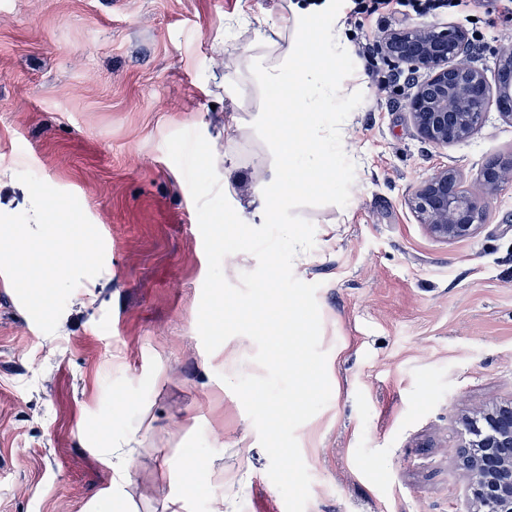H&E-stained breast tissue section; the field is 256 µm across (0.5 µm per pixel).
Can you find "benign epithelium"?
<instances>
[{
    "label": "benign epithelium",
    "instance_id": "obj_1",
    "mask_svg": "<svg viewBox=\"0 0 512 512\" xmlns=\"http://www.w3.org/2000/svg\"><path fill=\"white\" fill-rule=\"evenodd\" d=\"M470 43L469 33L452 23H418L377 40L380 54L393 66L428 73L407 99L406 110L421 138L438 147L471 139L492 109L512 123V55L498 56L490 79L483 68L463 61ZM511 184L512 152L469 182L457 168L441 167L412 188L405 204L432 237L458 242L479 233L489 200ZM470 421L478 444H468L457 464L473 512H512V402L477 407Z\"/></svg>",
    "mask_w": 512,
    "mask_h": 512
}]
</instances>
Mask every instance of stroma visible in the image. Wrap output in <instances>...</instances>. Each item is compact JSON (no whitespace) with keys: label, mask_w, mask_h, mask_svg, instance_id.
Returning a JSON list of instances; mask_svg holds the SVG:
<instances>
[{"label":"stroma","mask_w":512,"mask_h":512,"mask_svg":"<svg viewBox=\"0 0 512 512\" xmlns=\"http://www.w3.org/2000/svg\"><path fill=\"white\" fill-rule=\"evenodd\" d=\"M296 0H0V213L29 211L28 171L77 197L105 247L54 333L14 289L0 294V512H86L112 471L101 441L131 450L135 512H164L192 457L205 469L186 512H285L269 457L227 384L258 375L243 335L206 352L197 332L208 262L187 182L166 141L199 131L235 169L221 188L252 213L272 162L252 124L254 62L287 48ZM259 26H240V14ZM474 64L494 72L507 30L462 14ZM275 36L257 40L258 30ZM236 70L223 72L226 52ZM363 94L348 127L347 206H304L313 249L293 272L317 284L329 403L296 431L311 475L306 512H467L453 464L468 408L512 401V186L473 238L445 243L410 212L440 166L465 176L512 150L489 113L469 141H423L405 103L425 71L355 59ZM239 113V130L224 115Z\"/></svg>","instance_id":"obj_1"}]
</instances>
